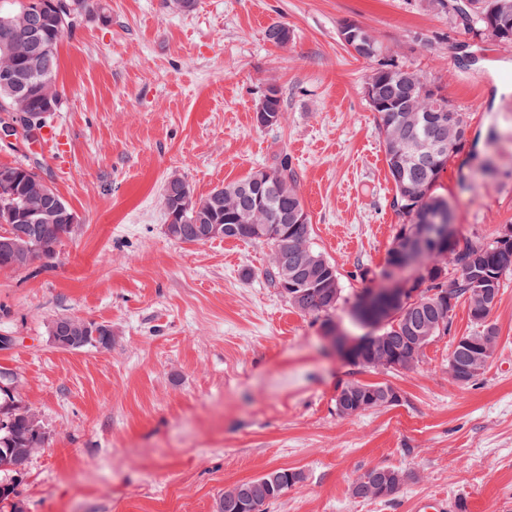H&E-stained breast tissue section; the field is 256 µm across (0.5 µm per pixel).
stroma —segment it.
<instances>
[{
  "instance_id": "stroma-1",
  "label": "stroma",
  "mask_w": 512,
  "mask_h": 512,
  "mask_svg": "<svg viewBox=\"0 0 512 512\" xmlns=\"http://www.w3.org/2000/svg\"><path fill=\"white\" fill-rule=\"evenodd\" d=\"M97 3L99 19L59 44L48 124L65 151L0 143V167H34L80 221L38 276L0 270V336L13 339L0 371L45 435L0 512H215L226 488L279 468L302 479L265 512H417L442 496L512 512V271L491 316L498 350L470 385L448 373L474 329L464 302L407 372L352 366L324 340L329 323L364 334L353 305L377 287L400 225L363 93L378 64L341 43L340 23L359 22L468 112L470 139L435 192L457 235L488 241L512 225V44L460 35L429 0ZM275 23L286 45L265 37ZM272 84L284 108L265 128L254 111ZM282 154L343 289L325 318L273 287L267 244L164 232L168 177L203 197ZM61 316L111 324V348H55ZM352 379L402 399L339 416L336 389ZM373 466L406 473L396 496H352Z\"/></svg>"
}]
</instances>
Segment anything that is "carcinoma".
Instances as JSON below:
<instances>
[{"mask_svg": "<svg viewBox=\"0 0 512 512\" xmlns=\"http://www.w3.org/2000/svg\"><path fill=\"white\" fill-rule=\"evenodd\" d=\"M59 0H0V67L13 66L20 71V82L9 90L0 87V124L11 120L28 139L26 112L14 110L16 102L25 105L27 112L39 111L44 99L33 92L35 78L28 75L27 41L31 29H38L43 46L48 48L51 72L40 75L52 94V107L59 103L55 74L58 67V45L64 36L55 23ZM457 0H430V6L448 16L455 28L482 39L490 40L482 16L496 9L499 0H468L469 6L460 13L452 9ZM266 39L275 45H285L291 33L282 24H272L265 31ZM340 41L349 50L365 59H376L383 53L382 44L365 28L345 19L338 28ZM379 85V97L384 107L372 108L383 137V145L393 142L399 150H384L389 177L394 186L393 208L406 225L425 224L435 218L441 197L434 186L448 160L458 151L448 147V122L441 111L448 108V98L437 100L428 88L436 81L423 72L405 65L386 63L372 75ZM268 112L264 127L277 125L282 117L280 90L267 89ZM269 180L258 185L259 173L244 180L224 185V190L213 189L207 196L195 200L184 212L171 237L185 243H203V230L210 224H221L224 237L265 242L270 247L268 275L287 294L286 287L301 294L303 306L299 311L309 315L328 314L343 300L341 284L335 266L310 243L311 224H297L292 217L305 211L295 189L293 170L288 155H279L278 162L266 169ZM15 182L13 192L21 207L39 206L50 211L48 223L53 229L39 231L33 224L0 226V232H24L31 241L48 236L61 246L67 235L66 224L71 207L46 182L31 180L18 166L1 167L0 180ZM428 265L423 275L431 284L428 294L409 316L398 319L383 332L385 352H402L408 348L409 336L436 338L448 334V306L438 296L429 294L435 288L449 292L455 301L468 304L469 316L476 331L462 336L454 343L448 358V373L452 379L467 375L473 362H482L486 368L492 360L498 343V331L491 320L492 311L478 309L477 289L500 291L501 278L512 269V249L502 251L498 240L485 242L477 237L455 239L448 246L443 264L452 267L450 278L440 281L442 269L433 266L437 259L427 256ZM394 388L385 383H363L351 380L344 383L335 399L336 412L343 417L355 416L372 408L391 407L397 402L389 399ZM36 414L16 401L10 376L0 372V502L16 494L17 477L27 460L17 456L15 449L41 447ZM379 484L386 487V497L395 495L404 482V473L395 467L370 468ZM302 479V474L290 469H278L258 478L237 484L216 503L217 512H247L238 505L259 499L268 505L279 499L289 486Z\"/></svg>", "mask_w": 512, "mask_h": 512, "instance_id": "obj_1", "label": "carcinoma"}]
</instances>
